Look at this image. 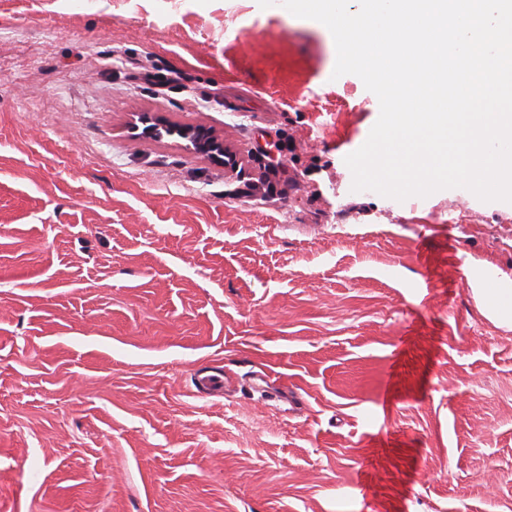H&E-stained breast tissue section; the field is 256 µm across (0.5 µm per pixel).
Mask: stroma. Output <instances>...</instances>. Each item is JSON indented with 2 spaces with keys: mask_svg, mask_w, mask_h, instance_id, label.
I'll return each mask as SVG.
<instances>
[{
  "mask_svg": "<svg viewBox=\"0 0 512 512\" xmlns=\"http://www.w3.org/2000/svg\"><path fill=\"white\" fill-rule=\"evenodd\" d=\"M335 63L257 0H0V512H512V203L352 191ZM183 139L188 140L191 145L208 159L225 158L224 166L233 171L241 169L242 161L239 162L237 154L234 153L225 143L224 137H218L210 131L197 126H186L181 128ZM470 284L473 287L471 289L475 297L484 303L485 311L489 316L497 319L501 318V305L507 302L505 299L506 293H510V304L512 310V296L510 288H486L484 283H472L471 281Z\"/></svg>",
  "mask_w": 512,
  "mask_h": 512,
  "instance_id": "obj_1",
  "label": "stroma"
}]
</instances>
